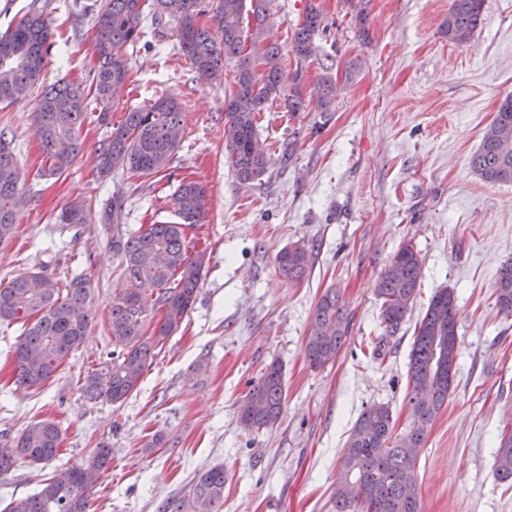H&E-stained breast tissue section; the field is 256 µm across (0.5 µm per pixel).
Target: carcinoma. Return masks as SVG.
<instances>
[{
  "label": "carcinoma",
  "mask_w": 512,
  "mask_h": 512,
  "mask_svg": "<svg viewBox=\"0 0 512 512\" xmlns=\"http://www.w3.org/2000/svg\"><path fill=\"white\" fill-rule=\"evenodd\" d=\"M273 0H217L214 18L220 35L200 23L205 14L201 0H77L75 7L91 13L95 20L94 52L97 67L92 84L93 99L84 90L67 83L45 82L51 26L41 12H29L14 26L0 33V66L11 69L12 92H0V103L12 104L41 88L34 112L36 134L43 160L39 176L61 177L79 153V130L90 105L99 108L98 121L109 134L97 148L98 174L107 177L117 170L139 179L169 169L180 140L181 103L159 97L151 103L124 112L122 121L111 122L120 107L114 87L131 78L127 46L138 42L144 31V13L151 14L153 28L169 18L176 22L178 46L203 80H217L228 62L237 63L232 91L224 98L227 129L225 158L238 182L262 185L268 159L257 139L256 117L267 103L284 100L290 112L304 108V75L298 67L286 73L279 46L267 40ZM351 11L355 32L370 41V0H344ZM484 0H450L448 16L440 34L455 44L469 42L482 24ZM331 24L317 0H308L303 19L295 28L291 49L299 60L318 57L317 39ZM337 78L331 68L313 85L312 94L323 111H333ZM470 168L483 181L512 184V95L504 97L494 118L471 156ZM206 188L193 180H182L172 193L176 222L141 226L126 234L119 220L123 200L116 196L104 210V221L112 225V251L119 257V275L126 288L112 301L108 360L88 373L81 392L90 401L123 404L141 384L144 373L170 336L176 333L197 299L205 262L187 242V229L204 222ZM26 203L20 169L11 141L0 132V242L13 233L18 210ZM279 274L289 282H300L311 269V249L300 243L283 248L275 258ZM421 260L410 243L402 245L381 273L376 293L381 299V325L392 336L401 327L416 297ZM31 272L0 283V322L20 325L14 346L15 383L25 389L47 382L69 354L79 347L90 325V288L74 277L62 288L43 292L33 288ZM497 304L512 314V261L504 263L495 277ZM162 312L152 332L150 315ZM350 320L339 293L328 288L317 301L304 346V357L313 370L336 359L348 340ZM443 347V358L456 365L458 332L456 294L442 288L430 300L416 324L409 352L408 406L411 423L396 433L392 412L384 404L365 408L356 420L341 457L336 477V512H358L345 487L362 486L366 512H422L420 502L407 495L416 483V459L406 455L404 442L416 448L424 444L429 427L448 402L454 384L437 379L435 346ZM285 405L282 366L268 364L250 386L241 402L240 422L252 429L277 425ZM62 433L48 420L33 422L12 442L0 447V476L8 475L17 460L46 463L59 452ZM112 449L102 445L84 463L71 467L67 480H43L37 493L11 501L4 512H88L89 500ZM497 475L512 482V431L501 435L496 448ZM225 472L221 465L198 474L189 495L190 512H223Z\"/></svg>",
  "instance_id": "cac0c4a2"
}]
</instances>
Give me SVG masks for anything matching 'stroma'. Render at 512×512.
<instances>
[{
	"label": "stroma",
	"instance_id": "1",
	"mask_svg": "<svg viewBox=\"0 0 512 512\" xmlns=\"http://www.w3.org/2000/svg\"><path fill=\"white\" fill-rule=\"evenodd\" d=\"M320 3L332 27L305 66L308 81L322 65L342 71L353 58L361 70L338 84L333 111L309 95L304 111L277 100L258 114L269 157L259 187L241 185L224 161V96L234 65L218 81H198L172 21L165 41L148 34L127 48L132 78L112 114L121 121L124 110L160 96L181 102L182 141L169 176L99 178L96 148L106 129L92 111L70 169L42 179L38 92L0 104V130L27 195L13 235L0 243V282L41 270L60 287L86 278L92 291L84 342L40 386L16 387L19 331L0 325V445L38 420L63 432L53 460L21 459L0 477V510L104 441L112 460L89 512H172L187 502L197 473L215 465L227 473L224 512H335L337 468L362 410L384 404L397 429L408 424L415 324L448 287L457 297L459 356L454 391L417 459L423 512H512V486L499 480L494 454L498 435L512 429V316L500 312L494 288L497 269L512 259V184L482 181L469 166L499 101L512 94V0H485L480 29L462 45L439 32L449 0H371L366 44L342 0ZM306 4L273 0L268 37L288 71L296 67L291 41ZM34 10L52 21L47 82L89 84L93 16L74 0H0V31ZM184 178L207 189V218L194 231L195 248L207 257L197 301L133 396L120 405L87 401L79 381L112 349V301L125 286L105 203L122 197L128 232L171 222V195ZM75 202L84 223H59ZM297 241L313 245L312 267L291 283L275 256ZM406 242L420 254L422 275L404 323L386 336L376 283ZM329 288L340 292L350 335L335 362L314 370L303 349L315 304ZM274 361L283 367V417L271 429H246L239 404Z\"/></svg>",
	"mask_w": 512,
	"mask_h": 512
}]
</instances>
